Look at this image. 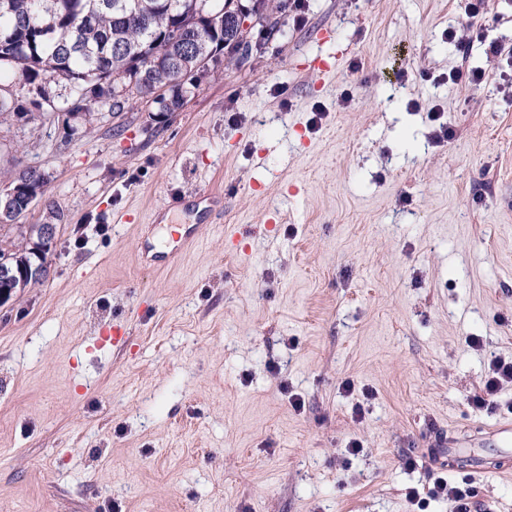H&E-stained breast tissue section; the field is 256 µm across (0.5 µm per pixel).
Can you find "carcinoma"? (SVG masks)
I'll return each instance as SVG.
<instances>
[{"mask_svg":"<svg viewBox=\"0 0 512 512\" xmlns=\"http://www.w3.org/2000/svg\"><path fill=\"white\" fill-rule=\"evenodd\" d=\"M238 0H0V118L37 112L125 111L152 93L154 111L172 112L196 87L198 64L238 63L253 44L237 37ZM47 185L26 165L0 188L4 220L28 208V191ZM16 267L36 262L22 234L0 242Z\"/></svg>","mask_w":512,"mask_h":512,"instance_id":"carcinoma-1","label":"carcinoma"}]
</instances>
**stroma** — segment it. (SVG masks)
Returning a JSON list of instances; mask_svg holds the SVG:
<instances>
[{"instance_id": "1", "label": "stroma", "mask_w": 512, "mask_h": 512, "mask_svg": "<svg viewBox=\"0 0 512 512\" xmlns=\"http://www.w3.org/2000/svg\"><path fill=\"white\" fill-rule=\"evenodd\" d=\"M464 6L310 0L176 111L0 125V169L48 176L26 223L60 226L49 278L0 305V512H412V487L455 512L434 472L512 512L487 434L512 383L468 402L512 360V100L418 77L459 65ZM179 224L193 244L145 265ZM443 435L506 471L428 459ZM503 382H512V361L506 362L501 358L490 364V375L484 383L480 394H475L470 399L477 407H483L493 399Z\"/></svg>"}]
</instances>
